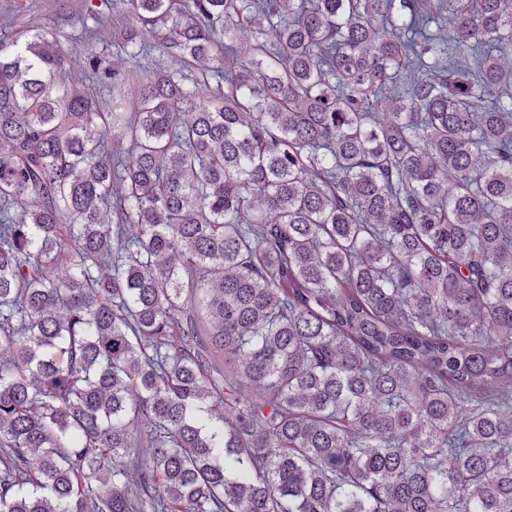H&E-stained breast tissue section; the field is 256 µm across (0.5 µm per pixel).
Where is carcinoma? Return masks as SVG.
Here are the masks:
<instances>
[{
	"label": "carcinoma",
	"instance_id": "cac0c4a2",
	"mask_svg": "<svg viewBox=\"0 0 512 512\" xmlns=\"http://www.w3.org/2000/svg\"><path fill=\"white\" fill-rule=\"evenodd\" d=\"M101 4L0 27V512H512V0ZM113 20L109 17L108 22L104 23L103 27L99 28L96 32L84 35L78 40H72V43L67 44L69 53L71 54V67L74 69V74L82 73L84 66V56L89 52L101 49L104 42H107L112 53V57L116 55V49L112 46L113 36ZM114 53V54H113Z\"/></svg>",
	"mask_w": 512,
	"mask_h": 512
}]
</instances>
